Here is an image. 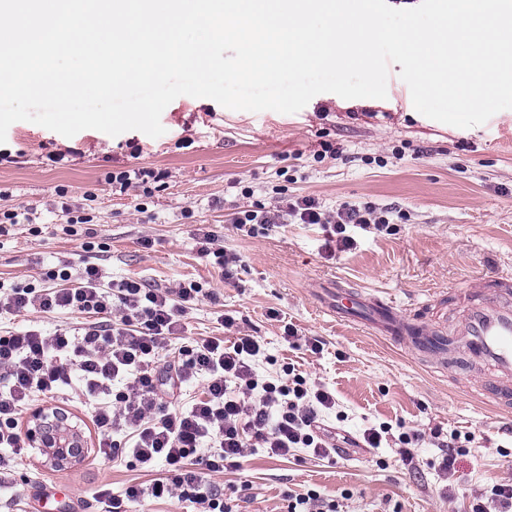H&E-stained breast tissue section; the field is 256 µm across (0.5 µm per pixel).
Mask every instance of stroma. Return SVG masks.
Returning a JSON list of instances; mask_svg holds the SVG:
<instances>
[{"label":"stroma","instance_id":"stroma-1","mask_svg":"<svg viewBox=\"0 0 512 512\" xmlns=\"http://www.w3.org/2000/svg\"><path fill=\"white\" fill-rule=\"evenodd\" d=\"M401 65L389 67L387 96L373 102L333 93L314 96L300 111L250 112L182 95L163 111V135L132 130L117 136L87 129L67 138L18 121L0 144V213L27 210L42 223L11 227L0 238V281L52 288L47 269L58 261L101 265L109 278L155 288L197 283L212 289L191 314L185 340L261 337L263 375L294 365L336 393L325 424L358 437L387 425L381 448H349L330 460L299 449L285 457L253 449L225 471L224 492L236 512H284L285 496L310 490L335 501L337 512H466L469 498L512 482V411L478 397L494 377L484 366L440 365L360 325L327 313L332 283L393 301L397 311L453 326L462 300L451 287L512 272V109L486 123L458 128L413 106ZM338 147L322 155V143ZM60 163H52L51 155ZM154 171L150 195L113 189L110 173ZM66 196H58V189ZM312 196L333 210L343 202L399 211L391 232L351 229L355 247L330 255L320 224H282L247 232L231 222L253 203ZM70 213H63L62 204ZM90 216L67 233L68 214ZM217 232L237 259L224 281L214 257L200 252L198 229ZM152 248H144V238ZM237 325L224 329L220 314ZM85 315L34 310L0 316V331L32 325L75 328ZM320 340L321 353L292 347L285 326ZM54 407L79 420L90 447L65 470L43 463L38 450L18 456L15 488L0 494V512H101L99 490L120 496L150 476L132 458L95 453L98 430L89 401L55 396ZM426 441L407 467L396 450L401 430ZM456 437L455 470L442 477L433 433Z\"/></svg>","mask_w":512,"mask_h":512}]
</instances>
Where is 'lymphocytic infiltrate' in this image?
Segmentation results:
<instances>
[{
  "instance_id": "1",
  "label": "lymphocytic infiltrate",
  "mask_w": 512,
  "mask_h": 512,
  "mask_svg": "<svg viewBox=\"0 0 512 512\" xmlns=\"http://www.w3.org/2000/svg\"><path fill=\"white\" fill-rule=\"evenodd\" d=\"M391 216V209L369 203L345 202L329 211L318 199L302 196L235 212L232 222L265 229L291 221L327 224L345 251L354 245L348 227L381 228ZM47 275L62 280V287L5 289L0 313L70 310L92 321L76 332L30 327L0 336V486L10 483L14 458L26 451L19 431L22 408L66 389L94 400L100 456L127 453L143 468L164 466L149 485L128 486L123 499H112L110 512L147 496L189 503L191 512H234L217 477L239 466L251 449L285 457L308 448L329 459L348 443V436L322 425V414L336 406L327 387L310 383L291 366L282 377L259 378L254 362L263 345L257 337L241 336L229 346L210 337L170 354L172 336L204 295L200 286L159 289L107 281L91 262L76 277L65 268ZM196 382L203 385L202 397L177 408L166 404L168 389Z\"/></svg>"
}]
</instances>
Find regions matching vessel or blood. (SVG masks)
I'll use <instances>...</instances> for the list:
<instances>
[{"label":"vessel or blood","instance_id":"obj_1","mask_svg":"<svg viewBox=\"0 0 512 512\" xmlns=\"http://www.w3.org/2000/svg\"><path fill=\"white\" fill-rule=\"evenodd\" d=\"M464 311L452 331L412 323L394 305L345 288L333 295L330 311L339 318H362L389 338L434 358L458 353L474 364L490 366L495 381L484 392L499 407L512 403V276L497 275L461 289Z\"/></svg>","mask_w":512,"mask_h":512}]
</instances>
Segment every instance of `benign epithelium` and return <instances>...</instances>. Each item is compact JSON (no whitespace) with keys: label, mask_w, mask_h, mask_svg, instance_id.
Listing matches in <instances>:
<instances>
[{"label":"benign epithelium","mask_w":512,"mask_h":512,"mask_svg":"<svg viewBox=\"0 0 512 512\" xmlns=\"http://www.w3.org/2000/svg\"><path fill=\"white\" fill-rule=\"evenodd\" d=\"M24 437L30 447L41 452L45 462L59 467L75 462L65 454L64 449L87 447L79 424L73 421V415L64 410L33 409Z\"/></svg>","instance_id":"1"}]
</instances>
